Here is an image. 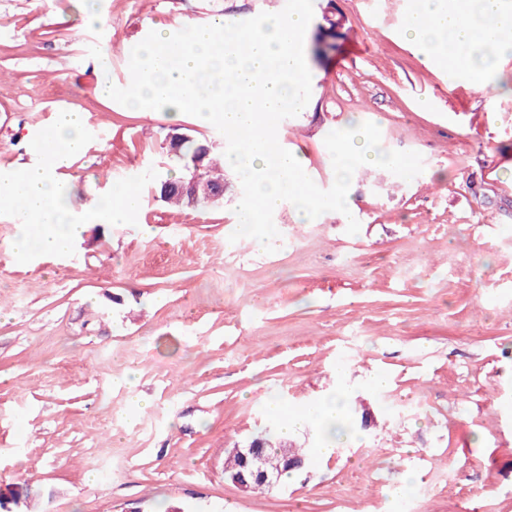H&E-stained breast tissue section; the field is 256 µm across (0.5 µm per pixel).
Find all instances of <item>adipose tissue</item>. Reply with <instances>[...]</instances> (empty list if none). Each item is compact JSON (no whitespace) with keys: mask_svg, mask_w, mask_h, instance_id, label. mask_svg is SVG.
<instances>
[{"mask_svg":"<svg viewBox=\"0 0 512 512\" xmlns=\"http://www.w3.org/2000/svg\"><path fill=\"white\" fill-rule=\"evenodd\" d=\"M482 24H474L458 0H417L416 11L404 20L405 35L434 52L449 71L464 70L468 82L478 90L494 88L495 71L491 66H471L472 48L480 44L497 54L512 55V41L503 39L512 28V0H479ZM277 418L283 436L292 435L307 423H317L330 431L345 428V407L340 398L326 397L308 410L287 408L280 400L267 402Z\"/></svg>","mask_w":512,"mask_h":512,"instance_id":"adipose-tissue-1","label":"adipose tissue"}]
</instances>
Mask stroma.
<instances>
[{"label": "stroma", "instance_id": "stroma-1", "mask_svg": "<svg viewBox=\"0 0 512 512\" xmlns=\"http://www.w3.org/2000/svg\"><path fill=\"white\" fill-rule=\"evenodd\" d=\"M329 1L337 49L310 60L311 98L279 141L326 190L324 139L354 116L385 150L420 153L423 172L357 168L354 235L344 214L306 220L283 202L272 253L229 240L230 167L223 203L178 209L144 187L137 225H88L69 257L18 263L0 215V485L43 490L12 512H512V55L495 60L496 94L462 91L399 30L369 33L362 0H314L309 36ZM96 4L106 24L83 28L78 0H0V169L36 161L35 135L81 112L102 142L59 179L86 202L151 168L181 174L167 135L224 148L196 116L100 95L103 71L128 83V44L280 10ZM378 373L387 387L366 389ZM341 388L370 427L268 492L225 480V451L269 423L267 398L304 407Z\"/></svg>", "mask_w": 512, "mask_h": 512}]
</instances>
